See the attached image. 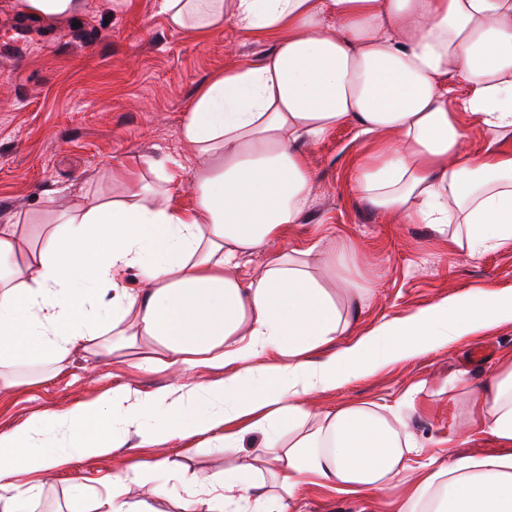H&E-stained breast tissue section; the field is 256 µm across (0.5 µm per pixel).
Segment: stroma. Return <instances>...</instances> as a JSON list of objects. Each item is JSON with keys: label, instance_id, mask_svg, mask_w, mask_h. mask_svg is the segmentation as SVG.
Wrapping results in <instances>:
<instances>
[{"label": "stroma", "instance_id": "obj_1", "mask_svg": "<svg viewBox=\"0 0 512 512\" xmlns=\"http://www.w3.org/2000/svg\"><path fill=\"white\" fill-rule=\"evenodd\" d=\"M274 40L228 26L200 36L170 29L158 0H96L78 21L47 23L23 9L21 0H0V223L27 225L45 216L57 198L93 199L112 189L109 165L156 163L173 177L169 202L188 210L194 160L180 130L196 93L217 73L257 62ZM295 148L311 173L312 204L279 242L290 249L313 240L347 241L370 297L351 336L381 322L472 288L512 289V244L470 258L447 236L407 223L397 212L372 206L353 174L364 144L346 124ZM512 350V324L473 338L459 348L393 363L375 375L317 394L318 404L373 402L403 408L419 442L410 460L447 454L448 425L473 415L470 402L448 398V378L460 374L480 384L502 351ZM21 382L0 391V433L31 416L63 412L117 384L141 391L173 384L171 372L146 371L122 357L75 352L64 371L26 365ZM165 462L158 480L171 498L159 512H178L177 498L196 477L232 467L210 436L178 439L166 449H120L104 457L74 458L48 472L31 512H89L101 478L121 476L143 460ZM399 489L355 499L333 489H302L294 512H395Z\"/></svg>", "mask_w": 512, "mask_h": 512}]
</instances>
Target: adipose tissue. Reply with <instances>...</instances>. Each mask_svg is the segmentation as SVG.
<instances>
[{
	"label": "adipose tissue",
	"mask_w": 512,
	"mask_h": 512,
	"mask_svg": "<svg viewBox=\"0 0 512 512\" xmlns=\"http://www.w3.org/2000/svg\"><path fill=\"white\" fill-rule=\"evenodd\" d=\"M159 11L175 30L207 36L231 24L276 43L199 88L181 128L203 158L191 210L168 204L166 176L149 181L116 161L112 196L55 210L30 246L17 224L0 225V388L30 363L61 371L79 350L133 348L141 368L226 375L148 392L119 384L0 433V512H28L41 474L74 454L199 435L239 462L201 478L180 512H291L309 484L361 497L401 483L397 512H512V352L481 387L448 381L476 413L468 428L449 425V442L486 438L493 453L413 469L417 442L392 407L309 409L314 393L512 322L511 288L470 289L352 338L368 291L346 243L279 251L258 275L236 272L310 202L295 142L348 123L366 144L354 181L369 203L449 235L472 258L511 244L512 0H159ZM452 75L466 97H454ZM466 114L488 135L473 154ZM333 341L336 352L311 360ZM55 429L67 443L45 452ZM251 431L261 442L245 458ZM262 458L276 463L266 481L254 477ZM163 467L139 463L107 482L94 512H157L167 484L136 501L129 491Z\"/></svg>",
	"instance_id": "obj_1"
}]
</instances>
